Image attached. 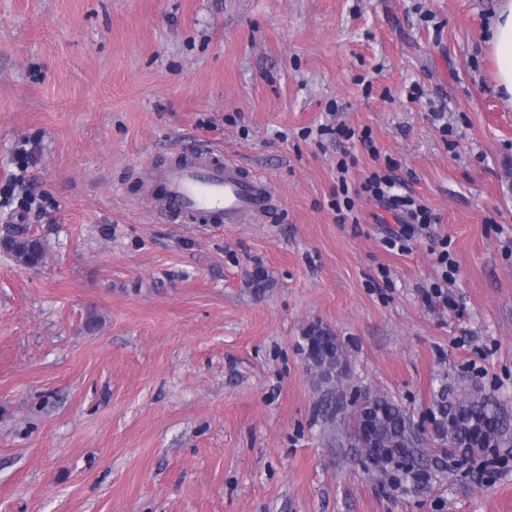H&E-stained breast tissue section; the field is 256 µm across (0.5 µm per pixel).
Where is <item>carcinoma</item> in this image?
<instances>
[{
    "instance_id": "1",
    "label": "carcinoma",
    "mask_w": 512,
    "mask_h": 512,
    "mask_svg": "<svg viewBox=\"0 0 512 512\" xmlns=\"http://www.w3.org/2000/svg\"><path fill=\"white\" fill-rule=\"evenodd\" d=\"M8 246L19 264L29 268L42 265L45 257L42 240L29 235L25 229H18ZM316 331L317 328L313 327L306 333L301 350L307 371L323 391L326 420L333 425L336 421L335 385L341 381L338 369L345 358V351L338 338L327 330H321L325 338L314 340ZM437 406L440 414L437 431L448 439L446 452L450 454L461 449L471 455L476 452L475 439L469 432L473 423L484 426L487 443L494 442L501 447L512 443V423L493 393L475 389L451 397L443 394ZM374 412L379 434L393 448V457L409 460V466L395 469L391 480L397 483L410 477L417 478L419 482L424 480L427 464L421 450L423 432L415 428L402 407L387 396L377 397Z\"/></svg>"
}]
</instances>
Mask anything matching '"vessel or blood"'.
<instances>
[{"label": "vessel or blood", "mask_w": 512, "mask_h": 512, "mask_svg": "<svg viewBox=\"0 0 512 512\" xmlns=\"http://www.w3.org/2000/svg\"><path fill=\"white\" fill-rule=\"evenodd\" d=\"M147 195L172 223L241 224L268 211L272 187L261 172H243L222 156L198 149L178 162L154 165Z\"/></svg>", "instance_id": "b4317fda"}]
</instances>
